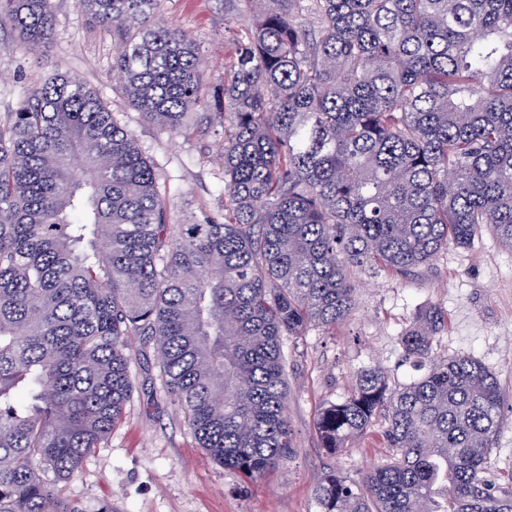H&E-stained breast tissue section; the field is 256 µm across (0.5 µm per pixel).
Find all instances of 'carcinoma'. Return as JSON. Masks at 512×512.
Wrapping results in <instances>:
<instances>
[{"label": "carcinoma", "instance_id": "obj_1", "mask_svg": "<svg viewBox=\"0 0 512 512\" xmlns=\"http://www.w3.org/2000/svg\"><path fill=\"white\" fill-rule=\"evenodd\" d=\"M157 2L77 0L122 36L143 121L222 138L224 212L172 223L170 180L74 73L0 117V512H85L60 484L125 416L130 337L199 446L256 481L294 448L283 338L350 318L355 271L410 275L485 226L512 248V0H242L210 97ZM4 24L38 48L52 0H0ZM447 320L401 335L424 376L365 369L321 412L329 452L379 417L394 451L326 475L322 512H512L486 477L502 389L438 352Z\"/></svg>", "mask_w": 512, "mask_h": 512}]
</instances>
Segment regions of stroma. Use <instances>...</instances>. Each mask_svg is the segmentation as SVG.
I'll return each instance as SVG.
<instances>
[{
  "mask_svg": "<svg viewBox=\"0 0 512 512\" xmlns=\"http://www.w3.org/2000/svg\"><path fill=\"white\" fill-rule=\"evenodd\" d=\"M53 7L52 38L37 52L21 46L10 30H0V117L50 74L77 73L134 131L162 176L180 184L173 202L175 219L222 211L218 143L173 136L143 122L116 87L112 62L118 34L92 25L76 0H53ZM159 10L205 57L210 84L223 85L233 64L232 45L224 40L229 21L224 0H159ZM355 287L350 319L334 329H313L284 341L294 448L266 477L248 481L200 448L179 406L160 388L152 348L134 336L136 390L125 418L83 461L77 476L62 483L63 495L84 512L102 502L112 512H321L315 490L326 472L357 483L372 465L387 462L392 450L379 420L349 440L344 452L329 454L316 431L319 414L352 390L361 370L381 367L393 386L417 379L419 372L406 361L400 336L432 305L448 315L441 354L477 358L505 393L490 477L512 487V249L486 227L470 247L449 245L413 276L367 269L356 272Z\"/></svg>",
  "mask_w": 512,
  "mask_h": 512,
  "instance_id": "35a3bbf8",
  "label": "stroma"
}]
</instances>
